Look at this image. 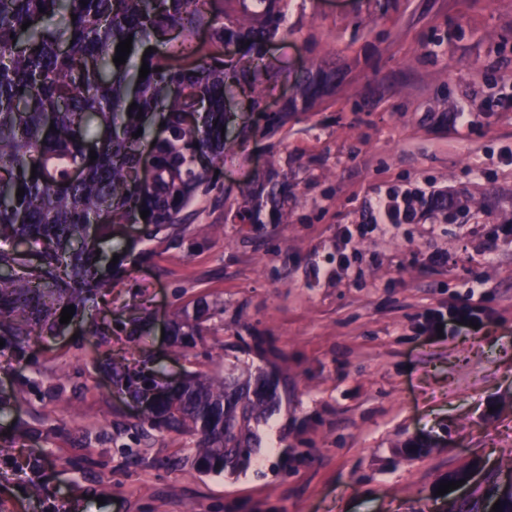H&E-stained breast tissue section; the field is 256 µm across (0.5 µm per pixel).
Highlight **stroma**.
<instances>
[{"instance_id":"1","label":"stroma","mask_w":512,"mask_h":512,"mask_svg":"<svg viewBox=\"0 0 512 512\" xmlns=\"http://www.w3.org/2000/svg\"><path fill=\"white\" fill-rule=\"evenodd\" d=\"M262 86L278 109L304 68L336 72L315 104L248 129L184 209L133 243L74 321L25 351L0 347V512H448L449 473L487 512L512 474V0H284ZM275 163L293 186L284 224H238L241 192ZM414 192V223L369 222L374 199ZM206 299V344L172 354L162 327ZM469 304L478 327L450 320ZM146 323L136 335L130 323ZM270 372L279 403L250 465L199 477L191 437L133 427L138 401L100 366ZM414 441L428 454L406 452ZM40 459L31 468V459ZM44 493L31 495V484Z\"/></svg>"}]
</instances>
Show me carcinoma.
<instances>
[{
    "label": "carcinoma",
    "mask_w": 512,
    "mask_h": 512,
    "mask_svg": "<svg viewBox=\"0 0 512 512\" xmlns=\"http://www.w3.org/2000/svg\"><path fill=\"white\" fill-rule=\"evenodd\" d=\"M280 3L0 0V240L43 245L32 268L16 249H0L1 340L22 351L32 337L62 327L63 308L72 305L73 318L85 317L86 304L120 273L116 265L103 273L107 256L96 254L103 242L118 248L108 238L113 225L141 224L153 236L181 222L202 181L196 164H216L237 145L221 136L233 119L225 109L228 93L240 88L252 111H266L264 48L283 31ZM210 25V43L185 48L197 64L152 55L141 79L139 68L113 62L117 44L129 36L149 40L177 29L185 42ZM331 79L321 68L306 69L295 79L296 93L312 100ZM153 111L163 113L165 131L153 139L146 183L140 143ZM189 114L201 122H187ZM75 168L82 177L71 182ZM242 197L243 223H263L265 210L272 223L288 222V174L270 166ZM206 332L202 317L178 312L171 348L202 344ZM106 364L118 383L140 395L141 429L196 439L187 464L197 475H234L250 464L254 425L277 402L267 376L188 372L177 386L160 387L152 371L119 376L110 354Z\"/></svg>",
    "instance_id": "obj_1"
}]
</instances>
